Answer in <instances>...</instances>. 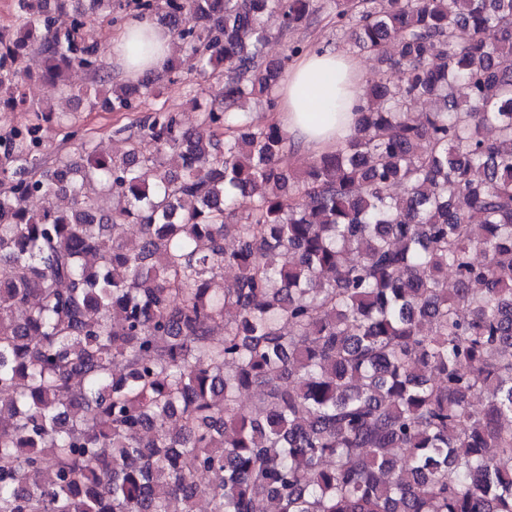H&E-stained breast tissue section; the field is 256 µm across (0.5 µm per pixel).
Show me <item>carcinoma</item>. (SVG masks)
<instances>
[{
	"label": "carcinoma",
	"instance_id": "obj_1",
	"mask_svg": "<svg viewBox=\"0 0 512 512\" xmlns=\"http://www.w3.org/2000/svg\"><path fill=\"white\" fill-rule=\"evenodd\" d=\"M314 2L11 0L0 107L33 119L0 130V512H512V0H330L403 79L297 172L245 104L284 76L265 17ZM94 15L228 66L200 127L160 107L119 156L73 129L80 160L48 158L39 84L114 113L160 94L105 87Z\"/></svg>",
	"mask_w": 512,
	"mask_h": 512
}]
</instances>
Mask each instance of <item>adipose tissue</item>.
<instances>
[{
	"label": "adipose tissue",
	"mask_w": 512,
	"mask_h": 512,
	"mask_svg": "<svg viewBox=\"0 0 512 512\" xmlns=\"http://www.w3.org/2000/svg\"><path fill=\"white\" fill-rule=\"evenodd\" d=\"M171 41L158 24L133 18L112 39V63L128 80L162 69ZM364 73L351 56L315 48L288 70L273 121L312 155L335 151L354 134L364 94Z\"/></svg>",
	"instance_id": "obj_1"
}]
</instances>
